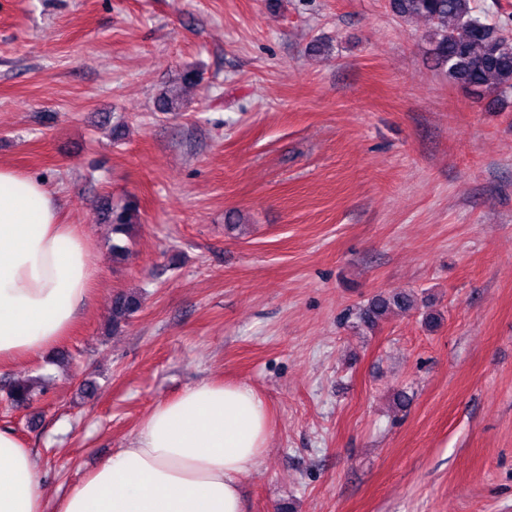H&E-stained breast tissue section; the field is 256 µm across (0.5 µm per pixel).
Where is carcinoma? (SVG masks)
I'll return each instance as SVG.
<instances>
[{
    "instance_id": "obj_1",
    "label": "carcinoma",
    "mask_w": 512,
    "mask_h": 512,
    "mask_svg": "<svg viewBox=\"0 0 512 512\" xmlns=\"http://www.w3.org/2000/svg\"><path fill=\"white\" fill-rule=\"evenodd\" d=\"M399 18L421 17L429 21L427 54L448 80L462 86L476 99L512 93V35L475 13L473 0H390ZM180 84L167 87L156 101L160 112L180 108ZM107 218L112 225V258L122 261L128 252L124 239L130 237L138 220V205L129 200L111 208ZM142 295L120 292L112 300V329L129 320L141 308ZM415 299L406 293L379 294L359 308V323L372 328L396 307H414ZM34 395L31 384L15 382L6 388L5 401L13 407L29 403Z\"/></svg>"
}]
</instances>
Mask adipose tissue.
I'll return each mask as SVG.
<instances>
[{"instance_id": "ef3b65f1", "label": "adipose tissue", "mask_w": 512, "mask_h": 512, "mask_svg": "<svg viewBox=\"0 0 512 512\" xmlns=\"http://www.w3.org/2000/svg\"><path fill=\"white\" fill-rule=\"evenodd\" d=\"M58 213L48 186L0 167V364L58 343L90 297L88 239ZM269 437L267 407L250 386L200 382L155 406L57 512H246L242 481ZM0 512H45L35 458L8 430Z\"/></svg>"}]
</instances>
